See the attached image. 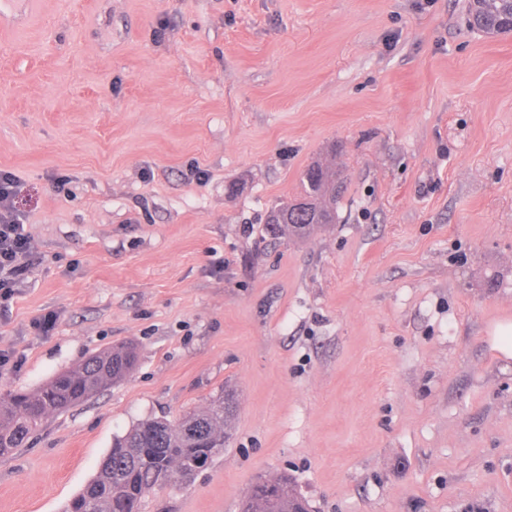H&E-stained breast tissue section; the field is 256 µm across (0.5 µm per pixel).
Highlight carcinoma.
<instances>
[{"mask_svg":"<svg viewBox=\"0 0 512 512\" xmlns=\"http://www.w3.org/2000/svg\"><path fill=\"white\" fill-rule=\"evenodd\" d=\"M511 8L506 0H475L467 13L468 26L482 35L505 34ZM336 181L335 170L307 166L298 197L308 200V207L277 205L267 212L265 223L273 232L284 230L300 238L316 224L336 223ZM137 358L132 345L110 347L56 373L35 391L1 394L0 456L24 447L50 414L65 412L127 377ZM234 409V395L227 392L177 421L155 417L133 425L113 440L97 474L63 512H139L144 496L163 477L172 473L176 480L188 479L199 460H209L224 448V424ZM300 499L292 479L283 474L272 483L256 482L243 512H297Z\"/></svg>","mask_w":512,"mask_h":512,"instance_id":"obj_1","label":"carcinoma"}]
</instances>
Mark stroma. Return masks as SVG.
I'll use <instances>...</instances> for the list:
<instances>
[{
	"label": "stroma",
	"mask_w": 512,
	"mask_h": 512,
	"mask_svg": "<svg viewBox=\"0 0 512 512\" xmlns=\"http://www.w3.org/2000/svg\"><path fill=\"white\" fill-rule=\"evenodd\" d=\"M466 7L0 6V169L34 246L0 393L138 352L0 457V512H61L114 436L225 390L223 451L141 512H239L284 473L314 512H512V34ZM313 162L336 222L272 237Z\"/></svg>",
	"instance_id": "obj_1"
}]
</instances>
